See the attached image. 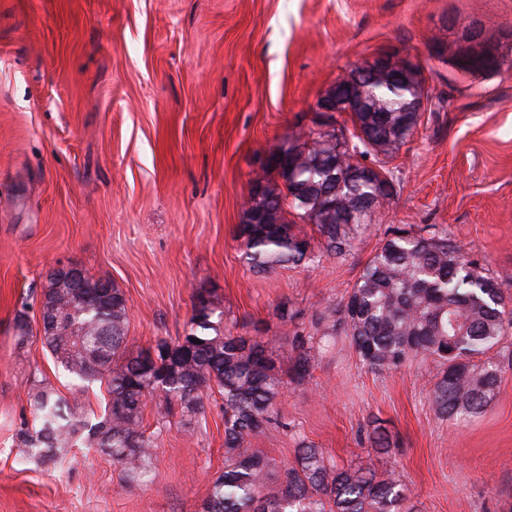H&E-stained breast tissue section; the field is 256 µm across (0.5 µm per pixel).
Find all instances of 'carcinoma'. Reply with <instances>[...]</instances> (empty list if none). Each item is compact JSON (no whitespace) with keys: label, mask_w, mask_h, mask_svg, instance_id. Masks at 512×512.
<instances>
[{"label":"carcinoma","mask_w":512,"mask_h":512,"mask_svg":"<svg viewBox=\"0 0 512 512\" xmlns=\"http://www.w3.org/2000/svg\"><path fill=\"white\" fill-rule=\"evenodd\" d=\"M365 93L382 111L357 112L363 135L346 139L336 131L296 138L294 162L299 184L316 190L298 197L301 219L324 238L325 252L342 255L354 247L371 220L349 222L346 213L377 188L347 176L351 161L378 153L393 156L410 138L412 97L401 83H365ZM272 224H241L238 237L250 268L275 271L318 261L296 224L283 216L282 192L267 187ZM208 312H193L189 329L173 342L188 345L177 361L156 363L152 349L127 354L128 311L124 293L112 288V307L75 303L67 288L48 281L42 307L65 311L71 327L42 340L62 368L82 386L106 382L109 400L96 422L77 420L68 402L32 381L34 427L21 434L25 452L42 461L58 458L75 438L112 458L127 483L149 481L154 448L173 409L186 417L203 408V392L215 389L224 400V471L212 482L202 512H412L407 487L391 474L379 477L361 465L339 467L314 446L295 449V461L280 470L269 488L270 463L251 447L256 434L285 426L276 409L284 379L269 343L235 335L222 327L224 311L208 299ZM323 329L296 331L289 362L292 376H310L316 353L343 331L362 365L374 372L397 369L417 358L441 368L429 396L442 420H465L483 413L500 391L502 367L491 352L512 364L503 347L512 325V294L498 278L469 259L446 234L423 235L395 227L366 262L340 309L325 316ZM200 343L193 342V339ZM161 338L155 346L173 344ZM160 393L156 430L146 433V398Z\"/></svg>","instance_id":"obj_1"}]
</instances>
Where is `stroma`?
<instances>
[{
    "label": "stroma",
    "mask_w": 512,
    "mask_h": 512,
    "mask_svg": "<svg viewBox=\"0 0 512 512\" xmlns=\"http://www.w3.org/2000/svg\"><path fill=\"white\" fill-rule=\"evenodd\" d=\"M476 24L512 27V0H0V512H201L224 469L215 390L172 418L151 484L80 445L53 464L24 457L33 379L82 417L107 398L100 382L78 392L43 344L58 268L124 292L134 352L184 335L200 294L227 329L289 348L277 307L314 331L403 224L455 238L512 290V68L471 75L436 52ZM408 54L428 98L387 165L393 196L345 256L254 273L238 227L255 171L315 129L312 106L338 78ZM439 372L417 359L377 373L337 339L311 377L288 380L282 426L253 445L279 469L305 441L392 473L420 512H512V366L489 410L459 422L430 408ZM378 426L384 453L367 440Z\"/></svg>",
    "instance_id": "35a3bbf8"
}]
</instances>
